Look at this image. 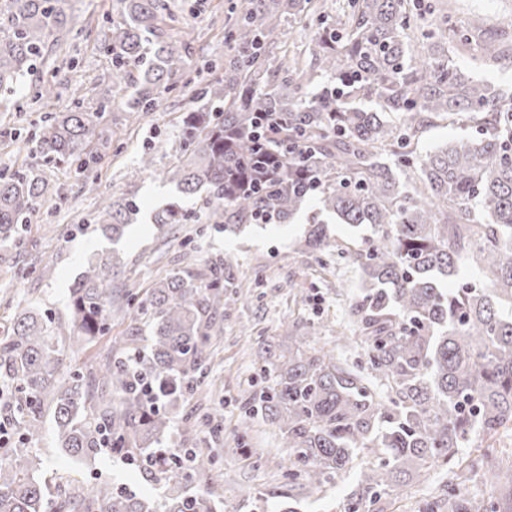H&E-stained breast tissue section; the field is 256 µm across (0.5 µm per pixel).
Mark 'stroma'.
<instances>
[{
  "instance_id": "stroma-1",
  "label": "stroma",
  "mask_w": 512,
  "mask_h": 512,
  "mask_svg": "<svg viewBox=\"0 0 512 512\" xmlns=\"http://www.w3.org/2000/svg\"><path fill=\"white\" fill-rule=\"evenodd\" d=\"M172 17L165 20L166 36L177 37L192 29L194 40L188 55L190 73H205L207 64L223 65L228 54L224 42L228 0H169ZM115 0H78L74 12V36L62 58L48 59L0 112V169L21 171L60 190V197L43 202L30 215L21 242L0 253V332L13 326L19 313L30 306L45 311L60 335L75 333L69 310V290L84 262L103 249H115L125 267L113 288L117 295H144L155 281L175 272L202 273L213 264L229 263L239 280H259L250 296L229 297L217 313L224 333L213 342L212 356L195 392L180 400L172 411L173 436L169 447L209 448L218 456L217 466L191 480L195 492L211 485L222 488L223 512H279L287 504L300 512H341L342 503L356 488V472L348 470L328 484L323 498L305 497L300 484H289L284 475L288 451L277 428L261 417L246 418L245 407L271 377L260 376L255 364L260 344L276 352L288 351L285 325L297 335L317 337L319 345L332 347L336 326L348 322L354 274L350 265L327 258L318 262L303 247L308 229L306 215L292 223L249 226L233 234L212 224H173L158 231L154 211L180 199L174 184L153 175L133 176L143 149L156 155L158 167L171 164L177 154L175 136L180 119L194 106L192 89L167 94L165 108L130 125L125 98L113 95L107 74L109 59L93 29ZM441 7L458 19L478 15L491 28L512 23V0H440ZM67 85L60 98L41 100L37 86L52 75ZM83 99L86 111H97L109 98L99 129L101 137L90 151L107 148L106 164L97 172L98 194L135 200L140 212L131 229L118 242H110L93 229L97 194L87 193L69 164L43 165L24 149L45 118L68 111L73 96ZM52 265L51 278L40 270ZM129 321L113 313L107 336L81 347L65 348L64 365L84 367L106 357L112 339L126 340L129 347L143 346L144 339L128 333ZM343 363L361 364L366 354L361 344L335 348ZM41 469L47 479L60 476L92 484L110 480L136 494L154 499L167 491L164 481L140 471L129 460L102 451L93 461H78L56 446V425L51 415L42 418L37 443Z\"/></svg>"
}]
</instances>
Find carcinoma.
<instances>
[{
    "label": "carcinoma",
    "instance_id": "obj_1",
    "mask_svg": "<svg viewBox=\"0 0 512 512\" xmlns=\"http://www.w3.org/2000/svg\"><path fill=\"white\" fill-rule=\"evenodd\" d=\"M69 0H0V100L15 96L47 48L70 40ZM104 38L112 92L127 97L132 123L159 112L164 92L192 83L186 72L190 32L164 38L168 0H116ZM313 0H243L225 39L234 52L201 89L207 104L186 113L177 130L179 157L158 169L150 150L135 173H159L185 196L203 191L196 209L171 204L153 223L193 220L237 232L247 224H288L308 201L313 212L305 246L312 254L350 261L360 276L349 305L364 344L367 372H355L332 350L291 336L280 360L271 348L256 354L273 371L260 396L265 420L288 448V479L310 496L359 457L357 489L343 512H386L405 479L446 471L429 512H512V462L496 448L512 433V95L477 81L450 57L447 44L476 46L485 63L512 67V42L477 20L445 15L425 29V0H344L319 14L308 47L312 63L268 67L282 23ZM75 102L45 120L33 153L46 164L66 161L95 189L93 173L107 154L87 147L99 137L101 111ZM276 112L280 123L261 130L257 118ZM471 122L474 134L423 155L413 149L437 120ZM45 184L20 171H0V246L21 240L28 216L46 199ZM129 198L99 201L96 227L120 239L138 214ZM334 214L369 234L351 248H334L324 216ZM122 259L103 250L88 258L70 306L78 335L90 342L111 326L112 283ZM477 281L448 279L461 268ZM250 289L220 267L198 280L173 273L143 298L124 297L132 321H144L146 345L113 341L102 372L64 369L67 338L36 309L19 315L0 337V390L12 400L19 444L0 454V512H216L212 488L193 495L183 481L210 470L214 457L184 448L183 460L159 462L148 452L173 432L168 409L192 394L223 329L216 312L227 291ZM57 427V447L91 460L112 454L140 457L144 469L169 486L153 501L101 480L50 486L38 477L33 442L43 408ZM491 472L498 497L464 491L468 474Z\"/></svg>",
    "mask_w": 512,
    "mask_h": 512
}]
</instances>
